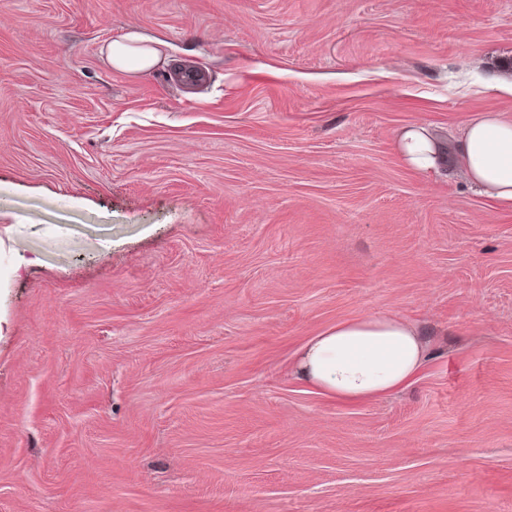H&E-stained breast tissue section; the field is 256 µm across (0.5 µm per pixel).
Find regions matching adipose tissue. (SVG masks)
<instances>
[{"mask_svg": "<svg viewBox=\"0 0 512 512\" xmlns=\"http://www.w3.org/2000/svg\"><path fill=\"white\" fill-rule=\"evenodd\" d=\"M106 58L114 69L144 74L159 60L151 41L131 30L113 40ZM402 162L420 174L443 164L456 167L493 205L512 210V121L485 112L463 129L452 154H445L426 126L405 128L395 143ZM425 344L409 321L376 314L342 321L302 348L297 375L341 399L361 400L406 387L422 366Z\"/></svg>", "mask_w": 512, "mask_h": 512, "instance_id": "1", "label": "adipose tissue"}]
</instances>
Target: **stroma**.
<instances>
[{
  "instance_id": "stroma-1",
  "label": "stroma",
  "mask_w": 512,
  "mask_h": 512,
  "mask_svg": "<svg viewBox=\"0 0 512 512\" xmlns=\"http://www.w3.org/2000/svg\"><path fill=\"white\" fill-rule=\"evenodd\" d=\"M511 79L512 0H0V512H512V211L394 148ZM377 313L407 387L295 377ZM152 44L139 32L130 30L107 46L106 58L114 69L144 74L159 61V52ZM420 336L413 324L392 314L338 322L302 347L296 374L341 399L386 396L406 387L421 368Z\"/></svg>"
}]
</instances>
